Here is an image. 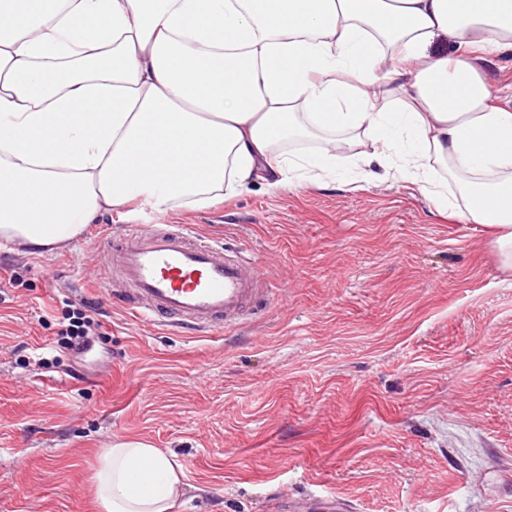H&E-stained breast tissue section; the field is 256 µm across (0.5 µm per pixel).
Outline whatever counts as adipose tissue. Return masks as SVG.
I'll return each mask as SVG.
<instances>
[{
  "label": "adipose tissue",
  "instance_id": "ef3b65f1",
  "mask_svg": "<svg viewBox=\"0 0 512 512\" xmlns=\"http://www.w3.org/2000/svg\"><path fill=\"white\" fill-rule=\"evenodd\" d=\"M511 51L512 0H0V239L52 252L137 200L323 183L363 138L364 178L492 228L512 270V106L478 65ZM184 478L131 437L92 473L102 512H175Z\"/></svg>",
  "mask_w": 512,
  "mask_h": 512
}]
</instances>
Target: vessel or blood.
<instances>
[{"label":"vessel or blood","instance_id":"b4317fda","mask_svg":"<svg viewBox=\"0 0 512 512\" xmlns=\"http://www.w3.org/2000/svg\"><path fill=\"white\" fill-rule=\"evenodd\" d=\"M123 285L111 300L136 318L202 335L237 326L261 294L253 261L229 257L223 244L201 238L187 224L147 229L125 225L111 251ZM276 512H346L335 495L275 502Z\"/></svg>","mask_w":512,"mask_h":512}]
</instances>
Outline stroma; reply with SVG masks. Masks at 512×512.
<instances>
[{"instance_id": "obj_1", "label": "stroma", "mask_w": 512, "mask_h": 512, "mask_svg": "<svg viewBox=\"0 0 512 512\" xmlns=\"http://www.w3.org/2000/svg\"><path fill=\"white\" fill-rule=\"evenodd\" d=\"M343 179L168 213L279 287L216 335L110 302L103 241L154 224L148 204L57 251L1 246L0 512H100L95 458L130 436L183 465L182 512L326 490L353 512H512V272L418 185ZM84 301L105 341L80 365L54 338Z\"/></svg>"}]
</instances>
